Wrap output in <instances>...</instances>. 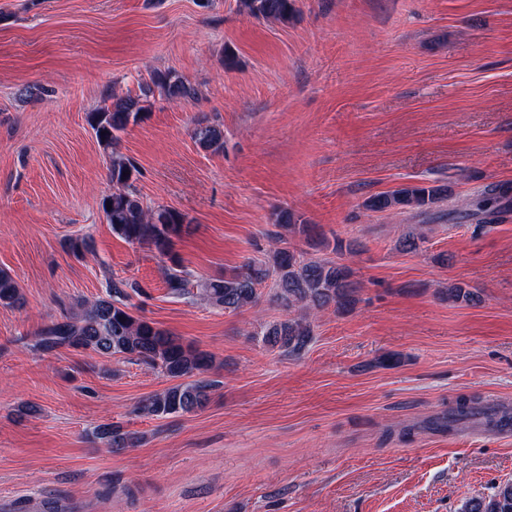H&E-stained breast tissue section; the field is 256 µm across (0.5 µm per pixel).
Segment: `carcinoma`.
Listing matches in <instances>:
<instances>
[{
  "label": "carcinoma",
  "mask_w": 512,
  "mask_h": 512,
  "mask_svg": "<svg viewBox=\"0 0 512 512\" xmlns=\"http://www.w3.org/2000/svg\"><path fill=\"white\" fill-rule=\"evenodd\" d=\"M239 10L257 20L286 24L297 14L296 0H239ZM195 101L198 89L173 71H156L139 87V94L108 96L111 103L89 115L98 144L109 157L108 177L113 191L102 200L105 219L112 232L133 245L149 249L167 260L165 283L174 296L188 294L189 272L173 253L174 239L186 231L184 216L165 206L148 208L141 202L135 182L139 169L134 161L120 154L116 146L120 133L140 122L155 95ZM192 136L197 146L219 153L224 150L221 124L203 116L195 121ZM448 188L440 185H402L392 191L373 195L362 203L370 212H388L407 208L429 209L447 198ZM512 196V186H490L477 202V210L493 223L501 212L500 202ZM275 224L287 234H299L317 243L315 225L296 223L286 209L274 212ZM277 236L266 261L247 260L232 273L202 283L200 296L215 307L240 311L258 304V286L274 279L272 302L282 311V319L263 327L262 341L290 356H298L311 342L312 316L329 307L336 313L350 311L357 301L358 286L353 270L338 262L302 260L295 251L278 246ZM141 292L136 282L114 279L107 296L80 305V309L41 326L35 333L33 349L52 353L59 349L91 351L102 356L126 355L158 369L173 384L139 402L135 411L150 418L182 415L203 408L213 388L210 380L200 378L213 367V357L184 344L171 331L147 317L137 315L129 304L131 293ZM22 304L18 283L0 270V306ZM478 415L490 418L487 409L466 398L457 400L449 411L448 427ZM93 436L105 448L118 452L134 448L140 438L114 423L99 425ZM460 512H512V482L496 487L489 497L472 498Z\"/></svg>",
  "instance_id": "carcinoma-1"
}]
</instances>
